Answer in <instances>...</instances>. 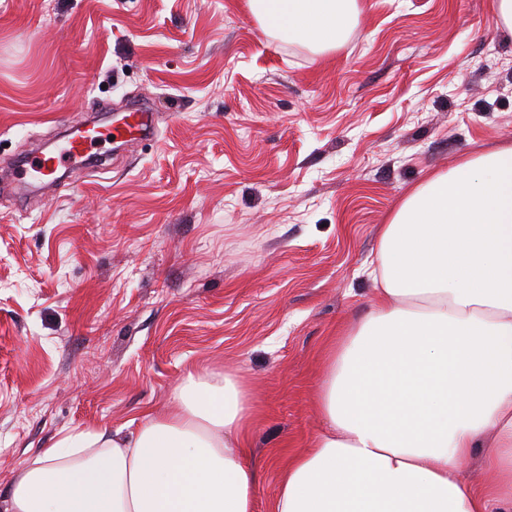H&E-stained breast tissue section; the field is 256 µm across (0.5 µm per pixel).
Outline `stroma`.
<instances>
[{
  "instance_id": "obj_1",
  "label": "stroma",
  "mask_w": 512,
  "mask_h": 512,
  "mask_svg": "<svg viewBox=\"0 0 512 512\" xmlns=\"http://www.w3.org/2000/svg\"><path fill=\"white\" fill-rule=\"evenodd\" d=\"M492 0H358L318 53L247 0H0V160L153 104L67 187L0 195V500L70 430L136 428L188 373L248 379L268 512L321 425L323 347L368 312L413 187L512 143Z\"/></svg>"
}]
</instances>
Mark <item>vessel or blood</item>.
Instances as JSON below:
<instances>
[{
    "instance_id": "vessel-or-blood-1",
    "label": "vessel or blood",
    "mask_w": 512,
    "mask_h": 512,
    "mask_svg": "<svg viewBox=\"0 0 512 512\" xmlns=\"http://www.w3.org/2000/svg\"><path fill=\"white\" fill-rule=\"evenodd\" d=\"M152 130V116L150 112L143 109L129 113L127 122L121 126L107 129L92 125L83 126L67 138L65 147L59 153L41 155L36 165L29 169L13 167L8 180L12 183H20L28 177L40 179L53 175L62 164L79 165L81 159L91 155L99 141L111 137L119 140H134L151 134Z\"/></svg>"
}]
</instances>
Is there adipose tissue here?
<instances>
[{"label": "adipose tissue", "instance_id": "ef3b65f1", "mask_svg": "<svg viewBox=\"0 0 512 512\" xmlns=\"http://www.w3.org/2000/svg\"><path fill=\"white\" fill-rule=\"evenodd\" d=\"M268 32L330 50L357 0H248ZM372 310L337 332L322 426L272 512H512V146L413 188L381 232ZM250 384L188 373L132 431H69L0 512H254ZM495 474L469 484L473 458Z\"/></svg>", "mask_w": 512, "mask_h": 512}]
</instances>
